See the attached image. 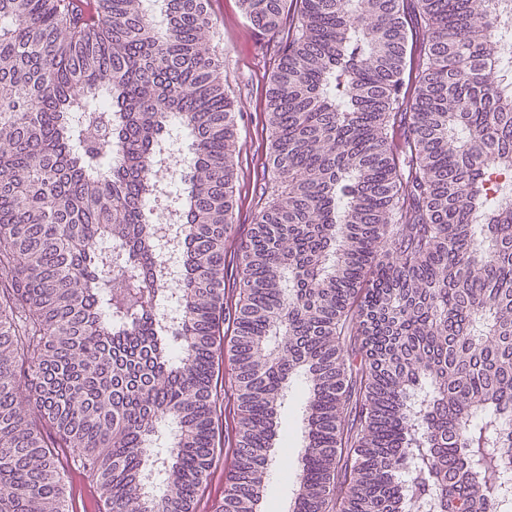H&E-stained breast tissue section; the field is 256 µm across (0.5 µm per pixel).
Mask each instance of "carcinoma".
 Returning a JSON list of instances; mask_svg holds the SVG:
<instances>
[{"instance_id": "1", "label": "carcinoma", "mask_w": 512, "mask_h": 512, "mask_svg": "<svg viewBox=\"0 0 512 512\" xmlns=\"http://www.w3.org/2000/svg\"><path fill=\"white\" fill-rule=\"evenodd\" d=\"M239 2L266 33L288 9ZM498 2L414 0L428 37L407 102L404 0H300L267 94L284 190L239 244L224 512H258L297 378L292 512L512 502ZM211 28L206 0H0V512H65L64 448L93 470L107 512H193L220 455L238 125ZM176 125L189 157L173 282L148 204ZM230 244V243H229ZM228 244V253L226 256V266L227 271L224 277V324L221 325V336L224 339V331L226 336H231V322L229 325L228 317L232 318V314L234 313V302H236L238 298L239 291V276L240 270L238 266V259L233 257V246L229 247ZM228 264V265H227ZM238 266V267H237ZM229 314V316H228Z\"/></svg>"}]
</instances>
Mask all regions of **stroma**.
I'll return each instance as SVG.
<instances>
[{
	"instance_id": "35a3bbf8",
	"label": "stroma",
	"mask_w": 512,
	"mask_h": 512,
	"mask_svg": "<svg viewBox=\"0 0 512 512\" xmlns=\"http://www.w3.org/2000/svg\"><path fill=\"white\" fill-rule=\"evenodd\" d=\"M213 19L210 43L224 60V88L239 110L238 142L235 155V214L239 236H246L271 193L272 168L269 160L271 132L267 123V91L278 56L296 24L295 13H286L278 35L256 30L238 7V0H209ZM216 375L223 403L219 418L222 455L204 481L199 504L205 512L224 499V482L232 459L233 417L236 395L232 388L234 373L226 357H218ZM303 408L287 404L279 417L278 432L289 439L287 453L278 455L269 467L262 491V507L269 512L272 503L288 504L295 485L282 477L285 469L298 470L303 444L291 439L294 422Z\"/></svg>"
}]
</instances>
